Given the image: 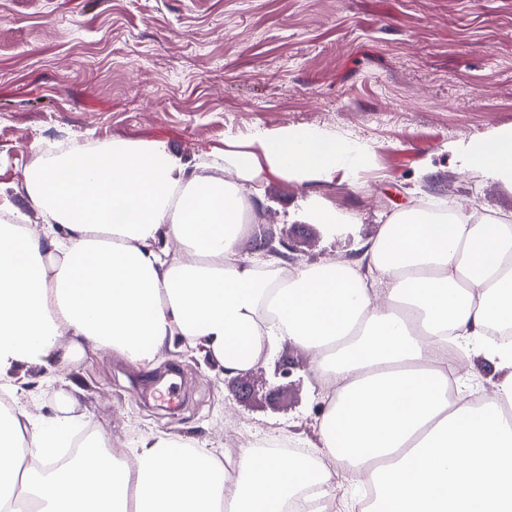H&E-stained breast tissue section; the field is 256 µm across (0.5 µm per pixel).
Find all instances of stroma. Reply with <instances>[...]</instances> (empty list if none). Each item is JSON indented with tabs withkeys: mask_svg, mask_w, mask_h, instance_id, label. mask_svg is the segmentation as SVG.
<instances>
[{
	"mask_svg": "<svg viewBox=\"0 0 512 512\" xmlns=\"http://www.w3.org/2000/svg\"><path fill=\"white\" fill-rule=\"evenodd\" d=\"M510 126L512 0H0V201L31 224L44 222L26 193L41 149L161 142L194 167L228 139L312 129L368 146L358 186L272 176L255 220L290 239L297 265L347 260L423 198L512 219V190L449 150ZM314 197L346 215L335 234L300 219ZM157 371L180 389L176 412L109 352L49 385L29 368L13 400L50 415L78 384L85 428L121 453L150 433L219 456L243 436L316 439L312 357L291 341L236 377L177 349Z\"/></svg>",
	"mask_w": 512,
	"mask_h": 512,
	"instance_id": "35a3bbf8",
	"label": "stroma"
}]
</instances>
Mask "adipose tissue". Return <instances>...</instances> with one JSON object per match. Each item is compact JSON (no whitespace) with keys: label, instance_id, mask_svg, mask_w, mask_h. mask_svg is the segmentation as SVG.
<instances>
[{"label":"adipose tissue","instance_id":"1","mask_svg":"<svg viewBox=\"0 0 512 512\" xmlns=\"http://www.w3.org/2000/svg\"><path fill=\"white\" fill-rule=\"evenodd\" d=\"M453 151L460 169L512 188V127ZM368 159L364 144L296 128L195 169L162 143L43 152L26 185L43 227L13 206L0 224L1 392L28 366L99 351L149 368L192 349L234 376L287 339L312 354L324 408L309 455L248 450L233 478L196 440L162 434L127 462L92 435L62 466L80 389L49 416L15 406L0 415V512L21 494L38 512H287L325 457L372 484L363 512H512V341L489 337L512 329V224L409 210L353 259L289 274L274 256L240 255L268 176L353 184ZM452 344L498 371L493 401L449 381Z\"/></svg>","mask_w":512,"mask_h":512}]
</instances>
